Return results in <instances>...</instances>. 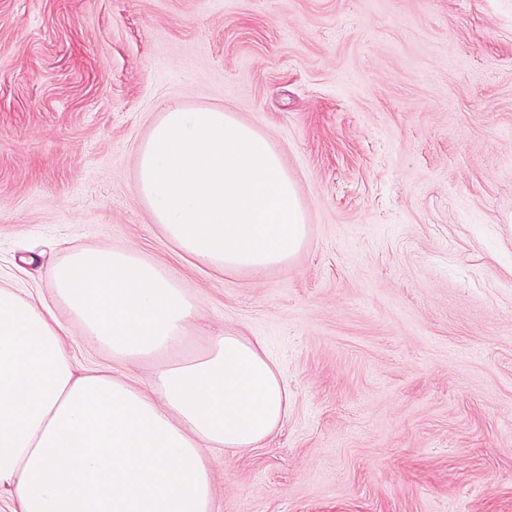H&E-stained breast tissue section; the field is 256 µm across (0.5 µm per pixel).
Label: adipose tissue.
Here are the masks:
<instances>
[{"instance_id": "adipose-tissue-1", "label": "adipose tissue", "mask_w": 512, "mask_h": 512, "mask_svg": "<svg viewBox=\"0 0 512 512\" xmlns=\"http://www.w3.org/2000/svg\"><path fill=\"white\" fill-rule=\"evenodd\" d=\"M48 296L0 281V500L10 512H214L204 447L244 451L278 430L288 392L261 341L210 334L158 263L78 249ZM113 359L156 360L148 386L64 350L50 301Z\"/></svg>"}]
</instances>
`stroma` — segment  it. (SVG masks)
Wrapping results in <instances>:
<instances>
[{
	"label": "stroma",
	"instance_id": "obj_1",
	"mask_svg": "<svg viewBox=\"0 0 512 512\" xmlns=\"http://www.w3.org/2000/svg\"><path fill=\"white\" fill-rule=\"evenodd\" d=\"M171 101L280 152L287 267L195 270L153 224L138 150ZM75 248L167 266L202 333L276 363L278 431L204 450L215 512H512V0H0V270L42 290Z\"/></svg>",
	"mask_w": 512,
	"mask_h": 512
}]
</instances>
